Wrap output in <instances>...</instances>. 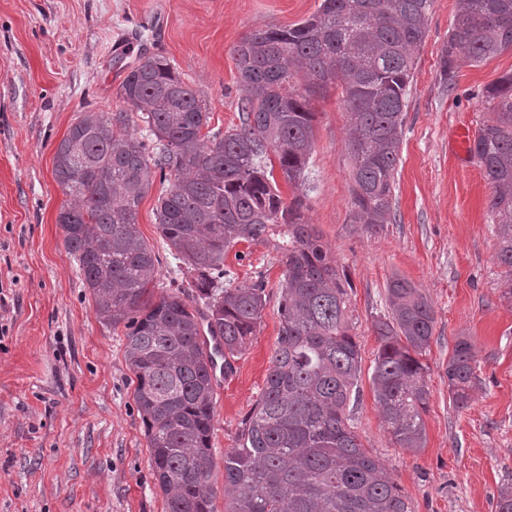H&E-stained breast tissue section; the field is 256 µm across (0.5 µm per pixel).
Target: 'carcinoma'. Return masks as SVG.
<instances>
[{
    "label": "carcinoma",
    "mask_w": 512,
    "mask_h": 512,
    "mask_svg": "<svg viewBox=\"0 0 512 512\" xmlns=\"http://www.w3.org/2000/svg\"><path fill=\"white\" fill-rule=\"evenodd\" d=\"M433 0H321L312 16L244 36L232 53L243 95L240 126L208 130L210 112L163 56H144L118 95L130 110L87 111L58 144L53 175L70 203L58 215L65 249L78 262L97 319L124 326L125 356L145 429L149 465L166 512H212L215 462L214 358L201 340L218 336L224 365L256 335L264 281L224 284V256L240 242L277 234L284 265L280 330L266 386L242 422L240 447L224 455L227 512H410L386 466L362 447L347 410L359 400L362 356L349 333L344 269L304 222L314 147L311 98L334 84L349 116L352 218L395 220L393 191L413 53ZM512 48V0H459L439 56L452 89L461 62ZM490 109L471 147L492 186L490 209L512 299V73L486 86ZM298 190L280 195L269 154ZM164 188L155 220L184 264L181 289L157 299L149 286L159 258L137 228L154 179ZM375 324L371 382L380 417L399 448L425 447L428 367L435 316L407 280L387 288ZM204 302L205 311L188 300ZM475 346L459 339L448 359L458 408L478 386Z\"/></svg>",
    "instance_id": "cac0c4a2"
}]
</instances>
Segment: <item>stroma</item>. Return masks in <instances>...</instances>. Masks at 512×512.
<instances>
[{
    "label": "stroma",
    "mask_w": 512,
    "mask_h": 512,
    "mask_svg": "<svg viewBox=\"0 0 512 512\" xmlns=\"http://www.w3.org/2000/svg\"><path fill=\"white\" fill-rule=\"evenodd\" d=\"M320 0H0V512H165L125 358L124 327L99 322L57 222L68 197L53 176L58 143L83 112L118 111L119 83L140 53L170 59L205 97L211 128L239 126L242 90L233 45L250 31L313 15ZM458 0H433L407 87L395 177L396 219L354 223L348 115L336 86L313 97L314 149L304 220L348 275L347 315L360 346V398L352 410L363 447L390 470L412 512H495L512 483V300L496 260L491 185L474 156H458L459 129L489 116L481 90L512 72V50L458 70L443 84L441 48ZM153 182L137 214L160 257L153 296L180 281L162 241ZM233 284L263 279L260 327L214 380L213 512H225L224 456L259 399L280 327V254L240 243L224 259ZM402 278L435 316L429 350L426 444L390 440L371 384L376 320L387 286ZM475 344L481 380L466 408L448 396V358Z\"/></svg>",
    "instance_id": "35a3bbf8"
}]
</instances>
